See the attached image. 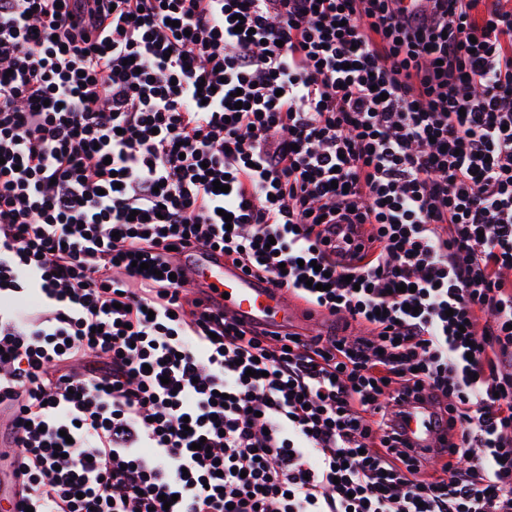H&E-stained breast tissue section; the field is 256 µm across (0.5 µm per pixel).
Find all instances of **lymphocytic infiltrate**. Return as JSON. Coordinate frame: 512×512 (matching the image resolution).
<instances>
[{"label": "lymphocytic infiltrate", "mask_w": 512, "mask_h": 512, "mask_svg": "<svg viewBox=\"0 0 512 512\" xmlns=\"http://www.w3.org/2000/svg\"><path fill=\"white\" fill-rule=\"evenodd\" d=\"M403 13L0 0V425L34 512H512V9ZM193 245L333 330L202 306ZM424 390L462 445L432 472L388 412Z\"/></svg>", "instance_id": "f902f5d3"}]
</instances>
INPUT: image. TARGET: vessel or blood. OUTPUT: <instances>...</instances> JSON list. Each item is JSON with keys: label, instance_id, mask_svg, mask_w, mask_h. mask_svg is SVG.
Wrapping results in <instances>:
<instances>
[{"label": "vessel or blood", "instance_id": "obj_1", "mask_svg": "<svg viewBox=\"0 0 512 512\" xmlns=\"http://www.w3.org/2000/svg\"><path fill=\"white\" fill-rule=\"evenodd\" d=\"M184 267L191 285L204 286L205 303L224 309L246 327L284 334L323 319L321 311L302 305L290 290L256 279L221 253L195 252ZM399 425L404 450L411 457L422 461L455 458V446L445 444L434 426L427 394L410 397Z\"/></svg>", "mask_w": 512, "mask_h": 512}]
</instances>
